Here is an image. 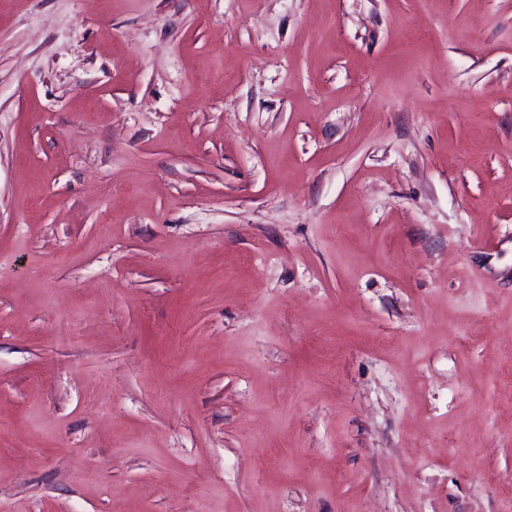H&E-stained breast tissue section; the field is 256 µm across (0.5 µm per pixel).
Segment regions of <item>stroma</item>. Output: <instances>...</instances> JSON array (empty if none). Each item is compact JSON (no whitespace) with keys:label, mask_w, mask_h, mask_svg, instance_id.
Returning <instances> with one entry per match:
<instances>
[{"label":"stroma","mask_w":512,"mask_h":512,"mask_svg":"<svg viewBox=\"0 0 512 512\" xmlns=\"http://www.w3.org/2000/svg\"><path fill=\"white\" fill-rule=\"evenodd\" d=\"M510 474L512 0H0V512Z\"/></svg>","instance_id":"35a3bbf8"}]
</instances>
